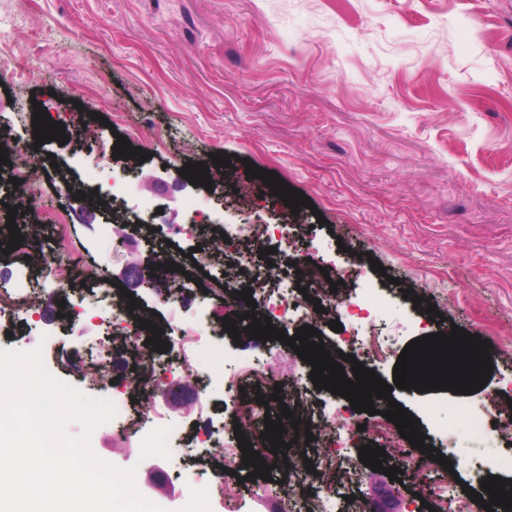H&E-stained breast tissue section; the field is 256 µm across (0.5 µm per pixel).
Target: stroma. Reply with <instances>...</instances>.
Wrapping results in <instances>:
<instances>
[{
	"instance_id": "35a3bbf8",
	"label": "stroma",
	"mask_w": 512,
	"mask_h": 512,
	"mask_svg": "<svg viewBox=\"0 0 512 512\" xmlns=\"http://www.w3.org/2000/svg\"><path fill=\"white\" fill-rule=\"evenodd\" d=\"M36 102L71 136L42 144L54 165L25 185L0 183V196L38 186L56 211L65 188L85 182L110 196L126 160L97 166L95 141L120 134L150 152L133 178L138 197L160 213L151 229L114 223L108 209L47 225L36 245L65 243L48 275L27 260L31 241L0 253V289L25 285L65 302L58 316L1 314L0 348L42 347L55 377L93 397H127L123 385L90 386L66 360L111 361L100 341L140 325L93 312V296L126 287L171 335L184 328L185 311L136 285L131 271L166 250L189 273L182 287H191L221 271L198 270L197 245L256 268L248 227L278 224L290 241L277 245L271 274L285 270L292 252L330 266L350 251L363 276L346 282L348 294L363 278L384 287L395 277L444 315L414 312L407 298L374 311L364 335L401 350L457 326L490 342L494 369L477 392L392 389L428 444L447 448L449 402L471 404L489 422L512 418V0H30L24 8L0 0V125L28 138ZM85 126L90 135H81ZM215 153L230 160L219 200L180 175L185 163ZM248 160L303 192L311 208L291 212L247 177ZM199 209L237 234L226 241L212 227H193ZM374 260L383 273L371 270ZM201 341L206 393L191 376L173 379L133 404L141 431L124 433L117 417L91 439L100 458L135 467L138 490L166 512H225L210 489L211 442L235 436L225 351L255 360L284 387L310 375L277 340ZM150 447L152 466L144 460ZM411 461L433 480L457 472L454 491L480 487L466 462L447 470L411 447L397 465ZM270 475L280 482L276 493L258 496L242 482L237 512H304L297 478L283 467ZM339 494L336 512L356 501L377 512H427L429 491L364 466Z\"/></svg>"
}]
</instances>
